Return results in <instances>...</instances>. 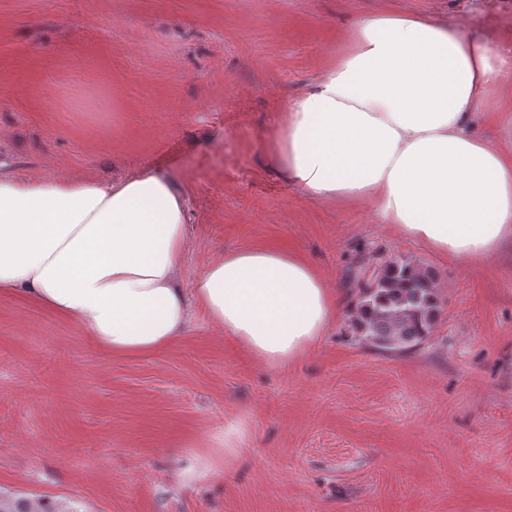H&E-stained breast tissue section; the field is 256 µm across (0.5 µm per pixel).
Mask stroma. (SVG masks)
Here are the masks:
<instances>
[{"label": "stroma", "instance_id": "obj_1", "mask_svg": "<svg viewBox=\"0 0 512 512\" xmlns=\"http://www.w3.org/2000/svg\"><path fill=\"white\" fill-rule=\"evenodd\" d=\"M384 8L512 33V0H0V165L185 194L192 288L219 254L292 249L340 301L291 366L193 315L167 348L111 356L77 322L0 294V492L77 512H512V254L463 266L372 209L315 202L270 157L283 103ZM416 258L444 311L419 348L347 336V269ZM240 431L234 456L212 447ZM216 475L184 481L197 455Z\"/></svg>", "mask_w": 512, "mask_h": 512}]
</instances>
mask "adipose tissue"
Listing matches in <instances>:
<instances>
[{
    "label": "adipose tissue",
    "mask_w": 512,
    "mask_h": 512,
    "mask_svg": "<svg viewBox=\"0 0 512 512\" xmlns=\"http://www.w3.org/2000/svg\"><path fill=\"white\" fill-rule=\"evenodd\" d=\"M512 41L380 11L349 33L324 74L283 105L273 162L314 201L373 207L398 237L467 266L512 247V144L474 129L512 102L492 98ZM186 199L145 171L111 183L0 172V291L76 320L101 350L154 354L201 312L255 359L295 363L339 298L299 253L243 247L192 289L180 268Z\"/></svg>",
    "instance_id": "ef3b65f1"
}]
</instances>
